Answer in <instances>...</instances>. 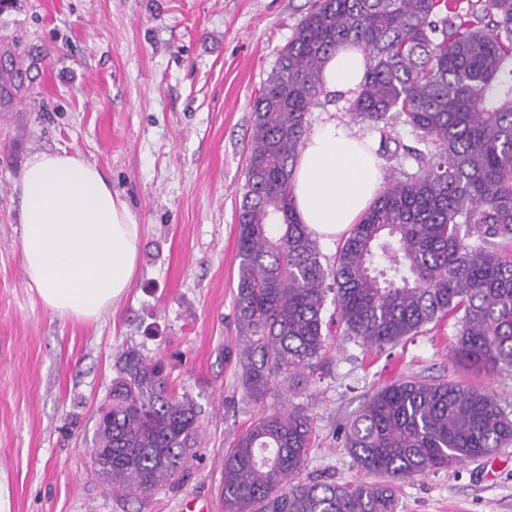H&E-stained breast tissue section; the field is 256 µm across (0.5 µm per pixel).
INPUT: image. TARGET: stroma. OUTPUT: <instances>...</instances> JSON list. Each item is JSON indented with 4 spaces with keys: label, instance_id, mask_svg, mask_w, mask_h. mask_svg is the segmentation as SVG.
<instances>
[{
    "label": "stroma",
    "instance_id": "obj_1",
    "mask_svg": "<svg viewBox=\"0 0 512 512\" xmlns=\"http://www.w3.org/2000/svg\"><path fill=\"white\" fill-rule=\"evenodd\" d=\"M308 0H26L18 19L51 51L26 111L0 116V482L10 512H224V452L258 410L236 382L237 211L252 103ZM349 123L338 95L308 114ZM80 153L143 226L139 272L110 313L48 314L20 257L15 187L34 153ZM447 320L384 350L330 333L321 370L292 406L310 405L306 477L371 481L341 430L381 387L410 377L494 394L512 419V372L456 363ZM162 357L168 382L200 407L197 455L175 485L139 499L104 492L89 450L119 350ZM397 512H512V444L397 481Z\"/></svg>",
    "mask_w": 512,
    "mask_h": 512
}]
</instances>
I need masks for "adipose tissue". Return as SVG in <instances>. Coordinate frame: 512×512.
Returning <instances> with one entry per match:
<instances>
[{
    "mask_svg": "<svg viewBox=\"0 0 512 512\" xmlns=\"http://www.w3.org/2000/svg\"><path fill=\"white\" fill-rule=\"evenodd\" d=\"M365 69L360 48L340 47L323 64V86L355 98ZM382 186L379 158L345 123L329 119L294 162L292 202L300 221L331 241L359 222ZM17 193L22 263L43 307L98 320L136 276L141 226L128 202L97 166L65 150L34 153Z\"/></svg>",
    "mask_w": 512,
    "mask_h": 512,
    "instance_id": "adipose-tissue-1",
    "label": "adipose tissue"
}]
</instances>
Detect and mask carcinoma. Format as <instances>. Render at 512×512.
Here are the masks:
<instances>
[{
    "instance_id": "cac0c4a2",
    "label": "carcinoma",
    "mask_w": 512,
    "mask_h": 512,
    "mask_svg": "<svg viewBox=\"0 0 512 512\" xmlns=\"http://www.w3.org/2000/svg\"><path fill=\"white\" fill-rule=\"evenodd\" d=\"M23 10L0 0V112L24 111L50 55L1 19ZM344 44L366 59L350 111L378 132L377 155L401 151L417 171L385 185L330 265L290 186L323 61ZM236 247L238 386L261 411L224 453V512H396L391 481L511 442L512 420L488 391L403 378L367 400L343 440L387 481L307 480L314 415L266 401L308 388L332 324L383 349L453 317L457 362L512 371V0H309L253 106ZM116 370L94 466L112 492L143 498L184 476L200 410L135 347L119 351Z\"/></svg>"
}]
</instances>
